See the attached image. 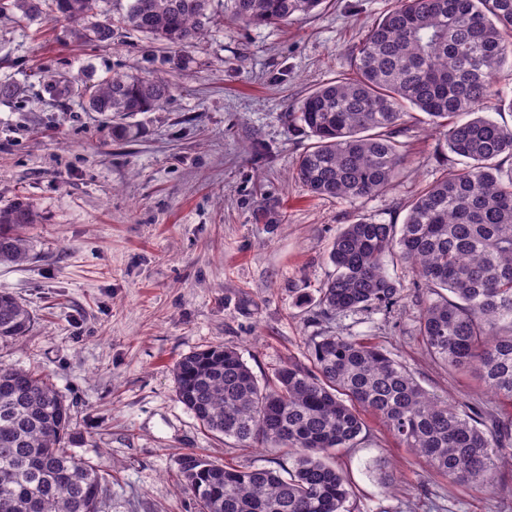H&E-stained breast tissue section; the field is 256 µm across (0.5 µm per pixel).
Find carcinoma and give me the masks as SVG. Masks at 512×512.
Instances as JSON below:
<instances>
[{
    "label": "carcinoma",
    "instance_id": "cac0c4a2",
    "mask_svg": "<svg viewBox=\"0 0 512 512\" xmlns=\"http://www.w3.org/2000/svg\"><path fill=\"white\" fill-rule=\"evenodd\" d=\"M95 0H0V16L38 21L58 14L78 40L109 44L129 26L175 51L211 22V0H127L116 21L90 22ZM227 17L247 26L286 23L324 0H229ZM512 58V0H397L352 50L353 77L309 91L290 114L312 140L292 175L314 196L363 198L393 186L403 163L395 129L408 110L443 131L448 151L466 159L420 192L401 225L359 216L343 225L328 259L312 321L340 313L391 312L415 275L422 344L444 369L478 375L512 404V128L488 113L508 107L498 89ZM48 93L76 95L112 122V135L136 136L126 119L171 96L164 78L113 72L79 83L44 77ZM36 221L28 202L0 209V262H24L20 233ZM32 317L0 291V341L26 335ZM308 363L288 361L259 381L233 347L211 345L176 361L178 400L207 432L237 446L284 451L277 469L226 465L196 453L179 462L176 485L204 512H351L350 479L330 463L355 448L364 414L448 482L496 489L512 463V414H493L448 393L428 391L380 346L322 330L308 339ZM71 408L49 377L0 365V512H109L112 481L74 453Z\"/></svg>",
    "mask_w": 512,
    "mask_h": 512
}]
</instances>
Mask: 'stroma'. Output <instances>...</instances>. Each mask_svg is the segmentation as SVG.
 Listing matches in <instances>:
<instances>
[{
	"label": "stroma",
	"instance_id": "obj_1",
	"mask_svg": "<svg viewBox=\"0 0 512 512\" xmlns=\"http://www.w3.org/2000/svg\"><path fill=\"white\" fill-rule=\"evenodd\" d=\"M396 0H326L313 15L247 27L224 16L188 54L115 27L110 46L76 41L62 17L0 20V208L29 202L30 258L0 264V291L35 322L0 342V364L47 374L71 406L77 455L112 473L109 512H201L174 484L182 454L235 466L287 463L270 448L240 449L206 433L179 402L175 362L212 344L234 347L258 379L306 361L318 287L344 224L403 223L410 201L449 172L443 135L404 118L395 185L358 199L310 195L291 177L307 136L288 114L305 94L353 73L351 54ZM117 70L163 77L172 93L137 113L139 137L115 141L78 97L41 91L36 72ZM391 317L337 315L329 327L376 343L426 390L499 408L476 374H450L422 348L417 290L400 270ZM366 436L336 464L356 487L355 512H512V479L489 495L449 484L366 415Z\"/></svg>",
	"mask_w": 512,
	"mask_h": 512
}]
</instances>
